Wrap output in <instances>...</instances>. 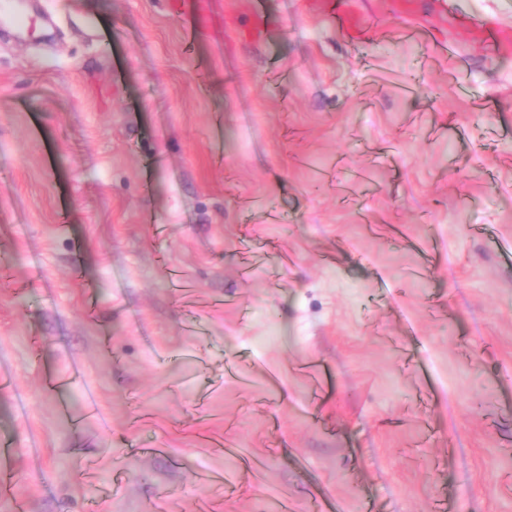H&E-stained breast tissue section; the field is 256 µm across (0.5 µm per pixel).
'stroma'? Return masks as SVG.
<instances>
[{"instance_id": "35a3bbf8", "label": "stroma", "mask_w": 512, "mask_h": 512, "mask_svg": "<svg viewBox=\"0 0 512 512\" xmlns=\"http://www.w3.org/2000/svg\"><path fill=\"white\" fill-rule=\"evenodd\" d=\"M19 9L0 512H512V0Z\"/></svg>"}]
</instances>
